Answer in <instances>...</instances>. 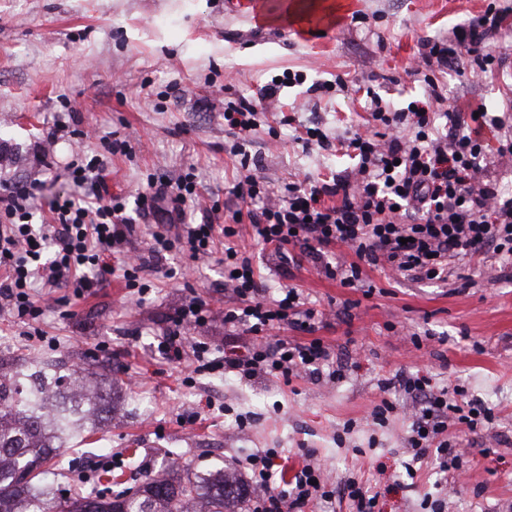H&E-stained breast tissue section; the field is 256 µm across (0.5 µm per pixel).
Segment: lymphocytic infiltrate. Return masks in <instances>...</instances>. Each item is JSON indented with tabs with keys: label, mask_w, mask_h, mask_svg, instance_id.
<instances>
[{
	"label": "lymphocytic infiltrate",
	"mask_w": 512,
	"mask_h": 512,
	"mask_svg": "<svg viewBox=\"0 0 512 512\" xmlns=\"http://www.w3.org/2000/svg\"><path fill=\"white\" fill-rule=\"evenodd\" d=\"M505 20L490 7L458 25L452 37L424 40L418 69L435 66L461 74L469 57L480 61L482 70L492 69L498 58L490 40ZM427 86L421 98L399 112L383 109L380 97H372V117L389 133L378 140L357 130L347 133L342 144L358 159L354 172L309 186L292 183L276 195L256 168L243 163L231 189L241 205L222 228L188 222L187 204L196 194L192 175L151 181L148 192L140 194L141 214L157 216L160 224L150 257L176 250L198 260L211 255L214 234L222 232L224 284L240 301L225 309L224 324L253 337L247 347L230 348L224 355L225 368L239 379L271 376L288 383L328 367L331 359L321 339L301 343L274 336L281 326L299 329L311 323L316 312L302 308L295 288L265 299L252 259L237 243L240 224H250L258 242L274 247L280 257H289L294 247L312 256L318 273L344 288L365 287V267L379 265L414 279L443 280L449 258H475L488 248L512 265V194L502 192L483 165L492 155L512 159V102L494 111L481 100L453 107L443 131L434 109L442 95L435 80ZM280 88L273 81L255 97L225 103L224 125L234 154H245L258 112ZM130 152L129 138L109 139L104 154L68 164V177L88 192L81 199H56L49 224L34 223L29 207L38 181L0 184V301L15 319L34 321L44 314L37 287L64 286L81 297L114 274L112 257L130 235L133 219L121 198L107 194L105 176L109 156ZM332 245L353 251L354 261L329 258L326 250ZM210 317L206 302L190 297L174 317L173 330L159 342V353L176 364L189 354L198 370L211 369L208 344L197 341L187 348L180 336L184 326H204ZM342 376L341 369H329V380ZM396 380L412 402L407 444L414 460L430 458L441 472L459 471L463 458L448 438L449 428L461 424L473 431L492 425L491 409L469 398L464 387L437 390L416 372L398 373ZM280 456L278 449L267 448L238 461L254 489L249 512H304L314 501L335 499L345 501L350 512H379L377 494L354 477L340 486L331 483L326 466L314 461L309 448L300 453L301 468L276 482Z\"/></svg>",
	"instance_id": "lymphocytic-infiltrate-1"
}]
</instances>
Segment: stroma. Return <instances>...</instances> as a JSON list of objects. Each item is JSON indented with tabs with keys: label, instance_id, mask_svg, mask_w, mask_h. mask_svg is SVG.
I'll use <instances>...</instances> for the list:
<instances>
[{
	"label": "stroma",
	"instance_id": "35a3bbf8",
	"mask_svg": "<svg viewBox=\"0 0 512 512\" xmlns=\"http://www.w3.org/2000/svg\"><path fill=\"white\" fill-rule=\"evenodd\" d=\"M491 5L507 15L494 38L503 67L485 73L472 62L467 76L438 70L433 77L449 98L495 109L512 99V0H288L287 20L259 32L246 16L226 13L224 0H0V181L39 179L31 205L36 220L51 222V202L76 190L67 163L101 152L111 135L133 134L132 154L112 158V193L131 202L148 178L191 172L201 193L191 222H205L214 206L231 214L241 167L224 131L223 100L254 96L286 71L306 81L282 88L247 150L273 190L331 179L354 160L340 149L303 147V128L319 127L332 139L350 129L380 130L370 94L393 111L421 97L426 87L407 69L422 41L451 35ZM317 81L333 87L308 94ZM58 123L65 129L47 146ZM241 243L267 299L296 287L317 312L314 333L287 328L284 336L322 338L344 378L287 385L225 370V349L249 337L224 325L235 300L224 290L223 265L211 259L197 262L188 282L144 273L142 295L117 274L79 299L68 288L42 289L50 301L43 340L28 338L27 326L1 309L0 359L82 367L111 381L116 414L64 451L60 491L94 483L89 466L98 461L109 462L121 490L137 488L172 459L194 478L265 448L279 449L287 469L298 464V449L310 448L317 459L334 460L336 480L355 477L377 492L381 512H425L428 496L445 499L446 512H512V265L492 253L478 264L452 258L443 282L369 267L367 294L319 275L301 251L288 261L263 249L251 226ZM193 293L212 317L185 328L182 339L207 342L213 367L188 384V364L167 362L157 345ZM404 369L427 375L436 388L464 386L494 412L490 427L453 431L467 461L456 494L447 492L450 476L432 460L413 461L404 446L409 399L399 386L383 385ZM384 398L395 410L381 427L370 412ZM241 416L249 420L243 430Z\"/></svg>",
	"mask_w": 512,
	"mask_h": 512
}]
</instances>
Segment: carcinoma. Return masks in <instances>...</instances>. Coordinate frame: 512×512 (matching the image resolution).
Wrapping results in <instances>:
<instances>
[{
	"label": "carcinoma",
	"mask_w": 512,
	"mask_h": 512,
	"mask_svg": "<svg viewBox=\"0 0 512 512\" xmlns=\"http://www.w3.org/2000/svg\"><path fill=\"white\" fill-rule=\"evenodd\" d=\"M99 402L83 373L40 359L21 367L0 362V512H237L246 488L224 471L205 489L168 474L134 493L107 497L112 488L105 487L56 497L43 483L42 463L96 430L88 420Z\"/></svg>",
	"instance_id": "carcinoma-1"
}]
</instances>
